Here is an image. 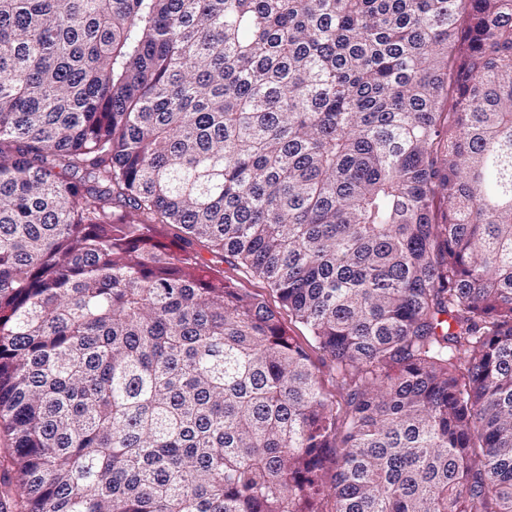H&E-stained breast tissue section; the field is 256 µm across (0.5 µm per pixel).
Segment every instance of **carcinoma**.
I'll use <instances>...</instances> for the list:
<instances>
[{"label": "carcinoma", "instance_id": "carcinoma-1", "mask_svg": "<svg viewBox=\"0 0 512 512\" xmlns=\"http://www.w3.org/2000/svg\"><path fill=\"white\" fill-rule=\"evenodd\" d=\"M0 430V512H512V0H0ZM219 270L223 271L226 276H235L240 278L244 288H247L251 292L260 294V296H262L271 307L280 313L281 320L288 329V333L291 336H294L298 341L304 343V336H308L306 328L303 324L297 322L295 318L292 317L287 308L281 305L276 295L272 293L262 279L253 276L245 277L226 262L219 264Z\"/></svg>", "mask_w": 512, "mask_h": 512}]
</instances>
